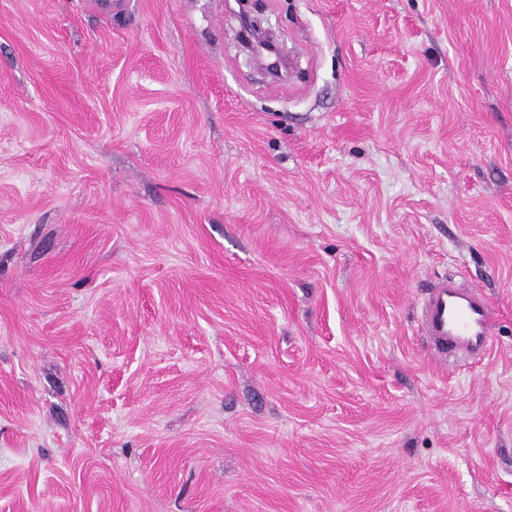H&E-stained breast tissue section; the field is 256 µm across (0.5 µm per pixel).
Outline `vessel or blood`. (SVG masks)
<instances>
[{
	"mask_svg": "<svg viewBox=\"0 0 512 512\" xmlns=\"http://www.w3.org/2000/svg\"><path fill=\"white\" fill-rule=\"evenodd\" d=\"M495 311L474 287L452 279L428 290L420 309V327L434 356L484 353L490 342Z\"/></svg>",
	"mask_w": 512,
	"mask_h": 512,
	"instance_id": "b4317fda",
	"label": "vessel or blood"
}]
</instances>
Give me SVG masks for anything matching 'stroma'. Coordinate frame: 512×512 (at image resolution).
Here are the masks:
<instances>
[{
    "mask_svg": "<svg viewBox=\"0 0 512 512\" xmlns=\"http://www.w3.org/2000/svg\"><path fill=\"white\" fill-rule=\"evenodd\" d=\"M239 9L0 0V512H512V0ZM263 2L251 0L250 9L239 14L240 42L266 73L282 75L288 71V58L282 45L276 39L257 35L264 23ZM474 286L443 279L428 289L420 309V327L433 356L483 354L490 345L495 310Z\"/></svg>",
    "mask_w": 512,
    "mask_h": 512,
    "instance_id": "1",
    "label": "stroma"
}]
</instances>
